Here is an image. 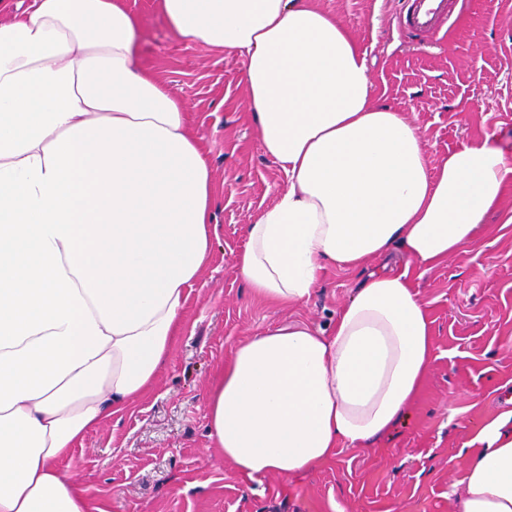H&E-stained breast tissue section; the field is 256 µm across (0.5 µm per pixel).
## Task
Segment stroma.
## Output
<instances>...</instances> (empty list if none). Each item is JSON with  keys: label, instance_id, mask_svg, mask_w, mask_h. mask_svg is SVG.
Here are the masks:
<instances>
[{"label": "stroma", "instance_id": "obj_1", "mask_svg": "<svg viewBox=\"0 0 512 512\" xmlns=\"http://www.w3.org/2000/svg\"><path fill=\"white\" fill-rule=\"evenodd\" d=\"M365 53L377 101L404 113L433 159L493 135L512 160V0H458L450 32L416 38L394 22L400 0H314ZM141 21L142 62L191 112L215 176L218 239L189 293L185 329L155 385L89 431L65 469L106 512H454L451 485L475 424L512 381V186L461 259L416 280L438 358L408 414L365 453L338 448L291 479L239 478L209 454L206 394L233 348L288 324L330 329L359 279L330 268L304 304L254 297L238 275L246 227L286 180L245 108L243 58L180 39L158 0H126Z\"/></svg>", "mask_w": 512, "mask_h": 512}]
</instances>
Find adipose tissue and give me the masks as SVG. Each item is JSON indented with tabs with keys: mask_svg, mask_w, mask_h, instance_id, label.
Here are the masks:
<instances>
[{
	"mask_svg": "<svg viewBox=\"0 0 512 512\" xmlns=\"http://www.w3.org/2000/svg\"><path fill=\"white\" fill-rule=\"evenodd\" d=\"M188 43L245 61V104L287 179L235 256L257 298L364 276L330 330L241 342L207 393L211 446L253 480L368 450L437 354L415 279L463 257L512 183L481 140L433 160L375 101L351 33L313 0H159ZM0 0V512H104L62 467L156 382L217 233L186 103L140 60L124 0ZM381 270H369L372 260ZM457 512H512V409L477 424Z\"/></svg>",
	"mask_w": 512,
	"mask_h": 512,
	"instance_id": "obj_1",
	"label": "adipose tissue"
}]
</instances>
